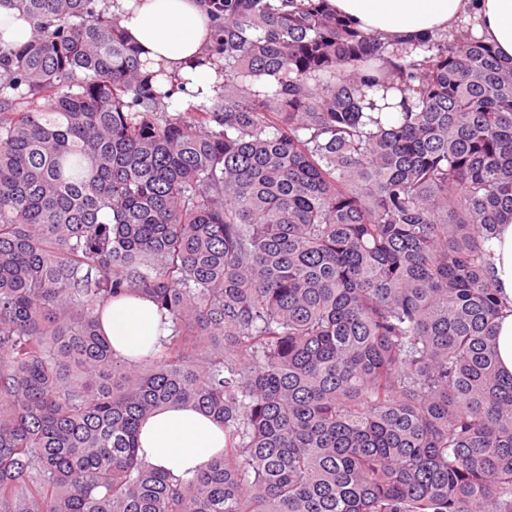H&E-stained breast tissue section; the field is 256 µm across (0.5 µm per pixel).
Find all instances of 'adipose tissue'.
I'll return each mask as SVG.
<instances>
[{"mask_svg": "<svg viewBox=\"0 0 512 512\" xmlns=\"http://www.w3.org/2000/svg\"><path fill=\"white\" fill-rule=\"evenodd\" d=\"M358 30L400 42L424 32H448L470 20L478 36L512 60V0H327ZM125 39L138 50L140 73L156 91L173 90L178 102L213 98L224 81L209 57L213 31L200 0H110ZM493 275L505 308L496 321L498 363L512 374V217L490 243ZM100 324L116 357L160 351L172 332L169 315L153 299L127 294L112 299ZM138 454L173 476H193L224 447V431L192 405L170 406L148 417Z\"/></svg>", "mask_w": 512, "mask_h": 512, "instance_id": "1", "label": "adipose tissue"}]
</instances>
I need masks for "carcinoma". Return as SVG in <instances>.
Returning a JSON list of instances; mask_svg holds the SVG:
<instances>
[{
    "label": "carcinoma",
    "mask_w": 512,
    "mask_h": 512,
    "mask_svg": "<svg viewBox=\"0 0 512 512\" xmlns=\"http://www.w3.org/2000/svg\"><path fill=\"white\" fill-rule=\"evenodd\" d=\"M2 3L0 512H512V61L208 0L224 84L172 114L97 0ZM128 292L173 321L135 363ZM184 403L224 449L175 480L138 435ZM0 32L4 42L20 46L35 36L32 24L11 7L0 5ZM489 249L494 279L507 306L496 320L498 363L501 370L512 374V216L503 221ZM100 324L115 356L125 361L159 352L173 325L153 299L141 294L112 299L102 309Z\"/></svg>",
    "instance_id": "obj_1"
}]
</instances>
